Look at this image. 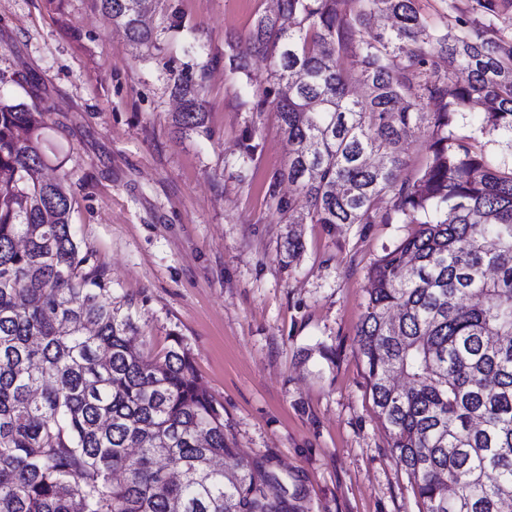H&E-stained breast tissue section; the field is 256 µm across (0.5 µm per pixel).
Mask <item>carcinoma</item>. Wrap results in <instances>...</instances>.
Masks as SVG:
<instances>
[{
    "label": "carcinoma",
    "instance_id": "1",
    "mask_svg": "<svg viewBox=\"0 0 512 512\" xmlns=\"http://www.w3.org/2000/svg\"><path fill=\"white\" fill-rule=\"evenodd\" d=\"M98 2L154 46L142 0ZM442 2L453 33L420 0H278L245 52L269 59L261 104L294 145L281 177L302 202L276 201L288 223L416 225L370 269L357 342L420 512H512V28L495 23L512 0ZM375 12L391 26L367 30ZM174 89L176 123L201 126L198 84ZM476 106L500 137L495 164L454 132ZM423 123L425 167L400 182L402 134ZM47 129L36 105L0 98V512H291L266 493L274 471L224 472V407L188 353L131 344L130 314L73 233L65 179L42 177ZM421 6L427 19L440 28L454 31L456 27V13L447 9L440 0H422Z\"/></svg>",
    "mask_w": 512,
    "mask_h": 512
}]
</instances>
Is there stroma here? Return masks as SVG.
I'll return each mask as SVG.
<instances>
[{
	"label": "stroma",
	"mask_w": 512,
	"mask_h": 512,
	"mask_svg": "<svg viewBox=\"0 0 512 512\" xmlns=\"http://www.w3.org/2000/svg\"><path fill=\"white\" fill-rule=\"evenodd\" d=\"M277 0H149L154 47L129 41L97 0H0V98L44 110L73 231L112 281L136 345L189 354L224 407L243 463H266L302 512H419L374 412L356 330L370 267L410 224H301L286 251L276 198L291 146L273 106L255 111L267 61L243 51ZM202 87L203 125L175 122L173 79ZM254 153H247V143ZM429 130L402 144L416 180Z\"/></svg>",
	"instance_id": "stroma-1"
}]
</instances>
